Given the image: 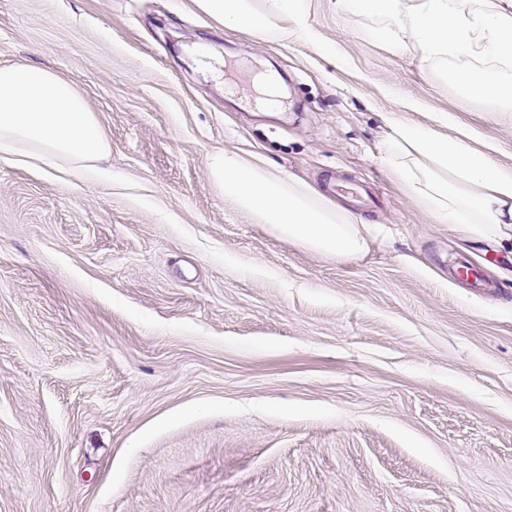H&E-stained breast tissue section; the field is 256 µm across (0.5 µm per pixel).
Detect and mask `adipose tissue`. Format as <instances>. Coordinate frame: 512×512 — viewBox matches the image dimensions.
<instances>
[{
  "mask_svg": "<svg viewBox=\"0 0 512 512\" xmlns=\"http://www.w3.org/2000/svg\"><path fill=\"white\" fill-rule=\"evenodd\" d=\"M229 28L271 35L285 42H316L305 0H195ZM408 33L426 63L472 59L453 71L455 87L482 101L512 104V82L479 70L482 62L512 61V0H411ZM381 164L439 224L464 237L512 245V168L496 165L489 149L472 145L473 129L442 135L412 122L390 125ZM111 151L95 112L70 83L37 64L0 66V155L50 168L65 166L90 177ZM207 172L243 211L272 235L308 252L339 261L368 250L365 222L310 185L245 162L238 154L210 155Z\"/></svg>",
  "mask_w": 512,
  "mask_h": 512,
  "instance_id": "1",
  "label": "adipose tissue"
}]
</instances>
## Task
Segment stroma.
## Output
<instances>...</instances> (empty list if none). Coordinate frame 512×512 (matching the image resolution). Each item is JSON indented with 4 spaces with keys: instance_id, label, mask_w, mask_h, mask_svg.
I'll use <instances>...</instances> for the list:
<instances>
[{
    "instance_id": "obj_1",
    "label": "stroma",
    "mask_w": 512,
    "mask_h": 512,
    "mask_svg": "<svg viewBox=\"0 0 512 512\" xmlns=\"http://www.w3.org/2000/svg\"><path fill=\"white\" fill-rule=\"evenodd\" d=\"M306 2L338 58L194 0H0V65L55 70L111 144L92 189L0 157V512H512V255L377 161L391 121L449 112L512 167V122L462 59L370 37L404 9ZM219 149L369 184L368 252L269 234L208 179ZM396 0H337L338 7L350 14L385 15L390 13ZM452 83L458 89L482 101L496 104H512V83L493 78L474 67H459L452 72Z\"/></svg>"
}]
</instances>
